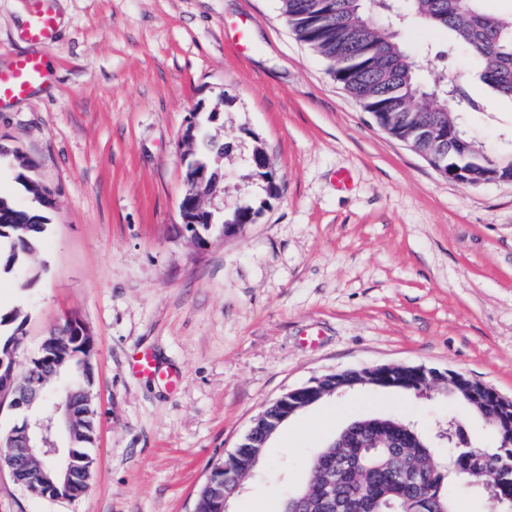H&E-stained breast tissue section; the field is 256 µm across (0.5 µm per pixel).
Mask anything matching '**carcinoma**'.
I'll return each mask as SVG.
<instances>
[{
  "mask_svg": "<svg viewBox=\"0 0 512 512\" xmlns=\"http://www.w3.org/2000/svg\"><path fill=\"white\" fill-rule=\"evenodd\" d=\"M403 14L424 26L445 32L448 49L465 48L480 61L472 74L461 72L449 82L425 84L419 79L424 68L390 34L371 26L379 9L370 0H281L283 15L299 38L328 63L330 76L371 113L379 124L391 126L394 137L411 140L418 126L433 130L431 139L419 143L429 156L456 154L465 149L479 164L470 183L485 182L483 175L512 171L511 154H494L471 136L463 116L478 109L469 87L478 80L497 95L512 101V11L491 14L484 0H407ZM195 159L212 167L211 159L223 147L208 138L205 127L193 131ZM47 218L0 196V272L10 274L24 267L46 231ZM18 311H0V339L16 335L12 328ZM431 391L446 392L465 405L490 428L498 430L496 446L482 447L483 454H469L473 444L459 431V444L448 448L457 469L434 470L438 455L434 441L414 423L397 414H374L356 418L345 441L334 448L322 447L307 458L311 478L296 492L283 497L279 512H291L293 500L301 498L299 512H455L449 486L465 494H477L484 512L490 500L512 497V439L505 422L512 411L479 392L469 399L455 383H440ZM342 458H354L367 473L361 485L356 472L342 469ZM336 473V500L328 506L316 480L317 471ZM225 473L249 476L248 453L226 460Z\"/></svg>",
  "mask_w": 512,
  "mask_h": 512,
  "instance_id": "carcinoma-1",
  "label": "carcinoma"
}]
</instances>
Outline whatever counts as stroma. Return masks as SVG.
I'll return each mask as SVG.
<instances>
[{
  "label": "stroma",
  "instance_id": "obj_1",
  "mask_svg": "<svg viewBox=\"0 0 512 512\" xmlns=\"http://www.w3.org/2000/svg\"><path fill=\"white\" fill-rule=\"evenodd\" d=\"M30 0H0V66L33 53L51 81L0 107V145L18 150L49 207L0 164V194L48 219L30 264L0 280L25 365L77 316L96 344L89 488L41 497L0 468V512H194L209 466L286 391L381 364L464 373L512 397V183L449 179L371 114L302 42L281 0H54V41L18 33ZM423 77L473 71L464 48L414 24L394 31ZM466 125L489 150L512 138V101L483 85ZM214 112L223 144L205 201L255 223L205 245L184 231L181 135ZM276 174L269 195L252 162ZM149 350L175 388L137 376ZM396 411L421 428L455 414L471 442L489 426L439 395H333L289 418L231 512H278L309 479L306 455L352 415Z\"/></svg>",
  "mask_w": 512,
  "mask_h": 512
}]
</instances>
